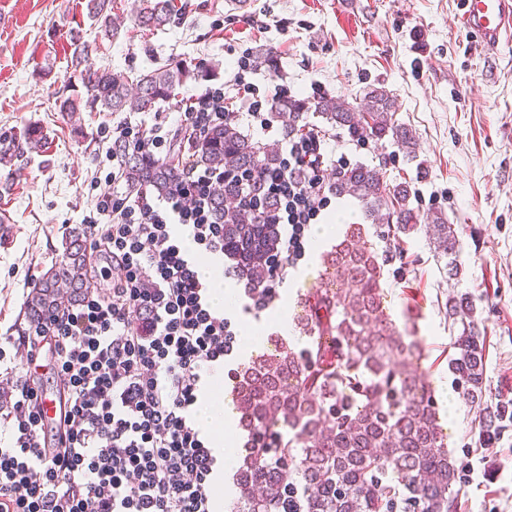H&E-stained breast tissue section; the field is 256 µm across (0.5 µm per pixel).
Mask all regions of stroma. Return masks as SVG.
Segmentation results:
<instances>
[{
	"instance_id": "stroma-1",
	"label": "stroma",
	"mask_w": 512,
	"mask_h": 512,
	"mask_svg": "<svg viewBox=\"0 0 512 512\" xmlns=\"http://www.w3.org/2000/svg\"><path fill=\"white\" fill-rule=\"evenodd\" d=\"M87 0H0V135L40 125L44 152L0 164V336L25 328L27 274L64 258L63 237L93 207L94 159L104 135L154 114L86 112L73 128L59 112L63 88L80 89L71 37L96 44V65L140 73L175 60L213 65L224 86L226 119L271 149L284 150L281 125L262 132L231 78L244 50L273 48L278 67H254L260 90L286 85L296 99L355 102L384 88L398 123L416 132L415 158L391 138L352 139L336 130L342 166L380 169L410 182L420 214L445 213L458 229V278H449L425 231L370 234L386 260L384 307L421 346L425 382L450 375L459 325L448 299L466 295L484 341L483 397L440 407L448 451L463 469L454 512H512V42L494 57L473 51L457 23L463 0H172L180 18L139 27V0H112L118 35L98 37ZM497 414L494 429L484 427Z\"/></svg>"
}]
</instances>
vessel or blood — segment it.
Wrapping results in <instances>:
<instances>
[{
  "instance_id": "1",
  "label": "vessel or blood",
  "mask_w": 512,
  "mask_h": 512,
  "mask_svg": "<svg viewBox=\"0 0 512 512\" xmlns=\"http://www.w3.org/2000/svg\"><path fill=\"white\" fill-rule=\"evenodd\" d=\"M458 23L474 36L481 52L497 53L512 36V0H465Z\"/></svg>"
}]
</instances>
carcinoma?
<instances>
[{
    "label": "carcinoma",
    "mask_w": 512,
    "mask_h": 512,
    "mask_svg": "<svg viewBox=\"0 0 512 512\" xmlns=\"http://www.w3.org/2000/svg\"><path fill=\"white\" fill-rule=\"evenodd\" d=\"M88 15L103 36L112 28V0H88ZM175 16L171 0H141L138 25L157 28ZM72 60L80 67L86 95L60 99L59 111L74 119L83 111L152 112L189 81L215 75L213 66L168 63L135 77L98 68L96 47L75 37ZM335 127L383 139L387 136L412 156L413 129L396 123L394 101L386 90L367 92L354 105L322 97L314 102L282 97L272 117L286 133L299 128L309 111ZM47 143L29 126L0 149L6 164ZM188 161L202 169L254 172L280 163L230 122L213 128L188 146ZM123 180L132 188L167 193L179 175L168 161H149L134 153L123 159ZM333 191L359 201L365 219L387 231L408 235L420 223L410 204L406 182L390 186L379 170L356 164L339 170ZM231 186L213 195L214 220L224 225V253L241 278L267 282L280 250L276 224H262L255 211L233 205ZM428 237L447 259L448 274L458 273V233L441 211L426 217ZM363 224H346L336 245L323 254L320 286L300 299L295 324L303 347L276 338L275 352L252 359L236 382L234 404L248 435L237 470L235 512H450L459 469L448 454L439 425L435 396L411 359L420 345L408 328L386 313L384 260L366 239ZM65 261L39 278L27 303L26 319L49 316L74 304L86 287L87 261L82 233L72 230L64 242ZM449 314L461 325L458 352L451 367L465 399L482 396L484 354L465 297L448 301Z\"/></svg>",
    "instance_id": "1"
}]
</instances>
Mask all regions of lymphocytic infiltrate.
<instances>
[{
    "mask_svg": "<svg viewBox=\"0 0 512 512\" xmlns=\"http://www.w3.org/2000/svg\"><path fill=\"white\" fill-rule=\"evenodd\" d=\"M224 116V88L209 85L176 120L113 126L100 160L108 172L94 182L85 218L88 286L75 305L29 323L26 359L14 366L28 379L0 423L12 437L0 448V512H214L217 459L193 411L204 374L223 366L234 333L212 307L196 260L224 252L210 198L233 178L184 163L177 185L157 196L123 187L118 151L170 159L176 142L196 140ZM331 140L315 127L288 137L281 165L258 174L277 201L264 221L280 227L283 248L268 281L246 290L255 310L276 298L331 204ZM47 369L65 399L52 425L36 385Z\"/></svg>",
    "mask_w": 512,
    "mask_h": 512,
    "instance_id": "1",
    "label": "lymphocytic infiltrate"
}]
</instances>
